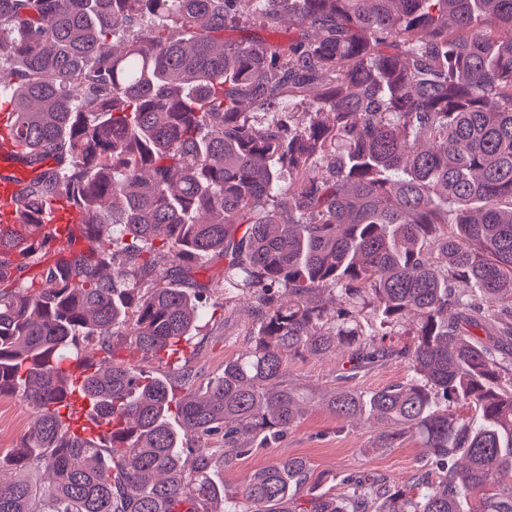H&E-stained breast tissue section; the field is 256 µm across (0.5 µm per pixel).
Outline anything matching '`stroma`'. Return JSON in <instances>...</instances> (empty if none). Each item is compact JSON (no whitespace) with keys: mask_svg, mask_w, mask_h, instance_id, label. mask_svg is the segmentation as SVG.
Listing matches in <instances>:
<instances>
[{"mask_svg":"<svg viewBox=\"0 0 512 512\" xmlns=\"http://www.w3.org/2000/svg\"><path fill=\"white\" fill-rule=\"evenodd\" d=\"M236 314L215 312L184 347L187 366L194 374L195 386L223 372L225 361L235 358L251 341L253 321L250 304L236 302ZM335 357L290 355L286 358L289 380L306 390L309 399L305 413L294 430L279 443L257 448L238 457L223 471L224 490L240 492L245 479L281 457L305 458L310 464V479L299 493L302 501L338 498L346 490L347 475L385 478L398 483L410 480L421 468L426 454L419 439L412 438L398 448L376 446L379 426L373 422L349 424L336 419L324 404L337 388ZM36 419L32 405L17 397L0 398V459H7L21 445Z\"/></svg>","mask_w":512,"mask_h":512,"instance_id":"obj_1","label":"stroma"}]
</instances>
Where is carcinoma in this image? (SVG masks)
Returning a JSON list of instances; mask_svg holds the SVG:
<instances>
[{
  "instance_id": "carcinoma-1",
  "label": "carcinoma",
  "mask_w": 512,
  "mask_h": 512,
  "mask_svg": "<svg viewBox=\"0 0 512 512\" xmlns=\"http://www.w3.org/2000/svg\"><path fill=\"white\" fill-rule=\"evenodd\" d=\"M2 69L25 164H56L0 271V397L40 410L0 512H512V0H0ZM60 198L86 213L62 248L41 235ZM216 288L257 330L205 387L121 353L179 355ZM90 340L104 367L76 386L62 364ZM290 354L344 357L330 412L377 421L378 448L419 438L428 470L304 506L288 456L226 495L217 467L302 418ZM393 359L405 381L347 386ZM72 391L112 446L71 431Z\"/></svg>"
}]
</instances>
